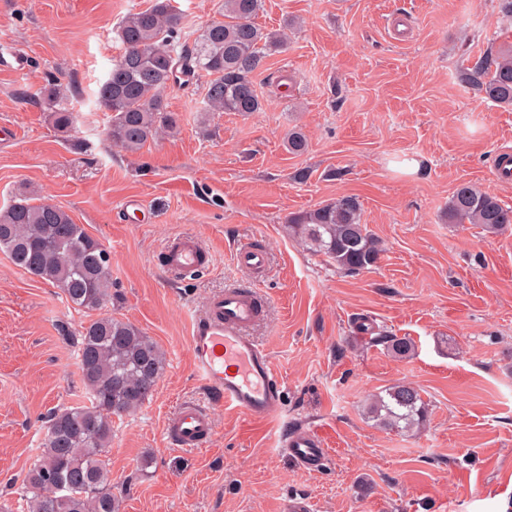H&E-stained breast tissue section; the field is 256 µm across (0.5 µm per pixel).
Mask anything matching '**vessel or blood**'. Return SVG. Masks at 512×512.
Instances as JSON below:
<instances>
[{"instance_id":"b4317fda","label":"vessel or blood","mask_w":512,"mask_h":512,"mask_svg":"<svg viewBox=\"0 0 512 512\" xmlns=\"http://www.w3.org/2000/svg\"><path fill=\"white\" fill-rule=\"evenodd\" d=\"M235 261L259 273L267 265L268 254L246 243L237 249ZM202 266V250L196 239L177 238L168 244L164 268L170 277L191 276ZM263 313L264 303L255 291L228 287L209 298L204 313L193 321L190 335L195 372L217 403L256 419L276 417L285 406L284 389L272 358L250 334ZM165 431L175 447L195 450L213 435V416L208 408L186 402L168 418ZM282 445L300 466L328 464L327 450L315 431L287 434Z\"/></svg>"}]
</instances>
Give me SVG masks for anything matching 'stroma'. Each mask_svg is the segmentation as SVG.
I'll return each instance as SVG.
<instances>
[{"label":"stroma","instance_id":"35a3bbf8","mask_svg":"<svg viewBox=\"0 0 512 512\" xmlns=\"http://www.w3.org/2000/svg\"><path fill=\"white\" fill-rule=\"evenodd\" d=\"M152 0H0V208L30 190L69 211L112 257L103 313L164 351L153 395L112 420L109 468L120 512H281L292 495L312 512H512V224L492 234L448 221L470 182L512 207V179L493 175L512 148V108L460 79L488 48L512 42L499 0H264L257 22L288 43L254 81L263 111L202 113L205 79L165 89L179 129L137 153L106 137L96 92L121 53L116 30ZM65 85L70 137L42 95ZM302 129L307 148L284 142ZM358 198L380 241L376 266L336 269L289 237V216ZM140 209L128 216L124 206ZM197 237L209 253L174 280L164 246ZM268 252L264 276L237 266L244 243ZM229 286L267 297L252 328L287 391L276 418L214 404L197 377L190 330ZM59 288L0 253V512H28L26 480L48 419L84 401L72 335L89 323ZM409 338L393 357L385 337ZM415 386L425 429L379 428L364 407L389 386ZM210 407L203 448L169 444L183 401ZM317 431L329 463L301 469L282 434Z\"/></svg>","mask_w":512,"mask_h":512}]
</instances>
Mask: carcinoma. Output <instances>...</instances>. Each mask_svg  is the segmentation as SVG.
<instances>
[{
	"label": "carcinoma",
	"mask_w": 512,
	"mask_h": 512,
	"mask_svg": "<svg viewBox=\"0 0 512 512\" xmlns=\"http://www.w3.org/2000/svg\"><path fill=\"white\" fill-rule=\"evenodd\" d=\"M263 0H223L213 20L189 49L180 47L181 16L174 0H153L118 27L123 53L100 85L97 103L111 113L107 136L127 153L138 152L161 129L173 131L178 116L166 110L162 91L187 77H209L204 112H261L264 99L254 77L282 50L285 36L255 22ZM464 81L487 100L512 106V44L489 50ZM56 130L71 131L75 115L61 105V88L44 90ZM448 223L479 224L494 233L512 224V207L470 183L448 201ZM288 234L303 249L340 271L359 273L380 260L382 249L362 222L357 197L343 195L288 219ZM0 251L20 268L59 288L78 310L94 311L110 297V252L61 206L24 192L0 209ZM397 358L413 351L406 337H386ZM79 372L88 402L50 415L40 457L27 477L29 512H119L102 450L112 440V418L134 413L148 400L164 371L163 351L134 324L110 315L90 320L79 336ZM378 425L398 432L421 429L428 409L406 383L369 399Z\"/></svg>",
	"instance_id": "carcinoma-1"
}]
</instances>
